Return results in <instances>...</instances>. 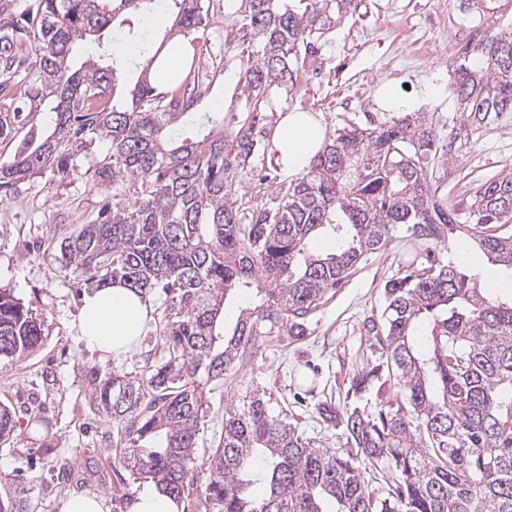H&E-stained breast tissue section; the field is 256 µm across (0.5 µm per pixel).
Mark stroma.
Returning <instances> with one entry per match:
<instances>
[{
  "instance_id": "1",
  "label": "stroma",
  "mask_w": 512,
  "mask_h": 512,
  "mask_svg": "<svg viewBox=\"0 0 512 512\" xmlns=\"http://www.w3.org/2000/svg\"><path fill=\"white\" fill-rule=\"evenodd\" d=\"M438 0H361L357 13L311 41L322 64L305 71L297 87L276 94L260 112L248 109L238 83L245 53L258 50L256 39L240 31L238 0H210L211 26L195 40L194 64L207 72L216 56L224 71L214 79L198 109L224 106L231 127L251 129L262 141L242 172V196L248 211L272 206L281 184L291 177L275 161L272 138L287 113L319 115L327 133L349 124L361 127L391 117L380 89L391 84L400 98L421 96L420 111L442 127L456 115L452 57L430 33ZM484 16L472 14L460 0H449L448 37L461 38V24H479L490 35L512 27V0H488ZM108 153L105 142L85 151L67 177L52 172L22 184L18 196L0 202V289L20 299L42 324L41 346L19 362L0 364V404L15 410L17 427L10 444L0 447V478L24 471L33 488L34 512H59V502L76 492H94L106 505L136 497L146 482L120 470L113 446L116 424L98 414L91 402L88 372L139 378L164 355L160 336L163 293H150L152 318L137 349L121 361L89 352L73 323L86 291L82 269L66 264L60 243L79 225L96 219L113 194L134 195L138 184L126 178L98 185L92 168ZM442 187L453 201L468 198L472 180L512 171V121L484 129L452 162L435 165ZM413 246L397 230L386 248L368 255L327 301L307 316L303 331L290 329L260 338L253 355L235 361L219 388L207 390L210 405L204 436H220L224 411L242 405L256 392L271 397L274 411L287 413L317 445L345 454L350 450L338 429L323 422L321 406L365 409L374 413L377 384L353 393L352 380L383 361L369 332L386 307L384 285L411 258ZM396 396L397 385L382 388Z\"/></svg>"
}]
</instances>
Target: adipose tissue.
<instances>
[{
	"instance_id": "obj_1",
	"label": "adipose tissue",
	"mask_w": 512,
	"mask_h": 512,
	"mask_svg": "<svg viewBox=\"0 0 512 512\" xmlns=\"http://www.w3.org/2000/svg\"><path fill=\"white\" fill-rule=\"evenodd\" d=\"M326 127L308 112L283 116L272 145L283 170L295 173L321 149ZM151 305L142 294L115 283L86 293L77 321L85 346L101 357L121 360L135 350L147 322Z\"/></svg>"
}]
</instances>
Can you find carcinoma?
<instances>
[{
  "label": "carcinoma",
  "mask_w": 512,
  "mask_h": 512,
  "mask_svg": "<svg viewBox=\"0 0 512 512\" xmlns=\"http://www.w3.org/2000/svg\"><path fill=\"white\" fill-rule=\"evenodd\" d=\"M173 28L187 37L209 25L208 0H170ZM240 0L237 22L261 44L238 83L254 111L275 89L292 90L300 72L321 69L304 35L335 28L357 0ZM155 0H32L18 16L0 13V139L27 127L13 154H0V202L46 170L67 174L93 142L109 144L97 163L100 185L140 181L135 199L115 196L100 220L60 244L88 281H118L166 296L164 361L145 379L90 371L92 399L120 425L115 456L181 502L205 478L204 512H512V297L486 296L475 279L435 258L458 232L512 275V172L482 180L466 204L432 183L435 161L462 154L482 128L512 117V27L467 44L454 61V94L463 117L436 129L424 112H399L373 128L348 125L327 137L306 173L281 185L273 207L250 214L238 197L256 142L224 130V112L203 122L192 110L209 89L185 77L160 92L152 56L130 91L113 103L117 60L88 58L72 69L77 43L105 31L137 43L133 18ZM51 114L44 134L38 116ZM397 227L425 244L384 285L387 306L370 332L385 353L400 402L376 417L355 407L323 408L356 456L319 448L264 394L224 410V433L198 460L206 380L221 383L256 339L322 305ZM336 250L313 254L320 232ZM256 285L254 308L232 330L219 322L227 291ZM41 342L40 324L0 292V362L14 363ZM16 428L0 405V445ZM381 464L394 496L372 497L360 463ZM29 480L0 482V512H30ZM264 487L255 496L254 485Z\"/></svg>",
  "instance_id": "obj_1"
}]
</instances>
